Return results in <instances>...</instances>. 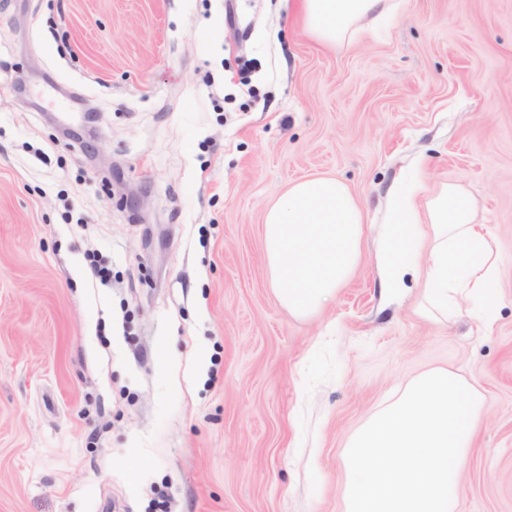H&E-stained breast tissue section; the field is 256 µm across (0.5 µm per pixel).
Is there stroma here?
<instances>
[{
    "instance_id": "35a3bbf8",
    "label": "stroma",
    "mask_w": 512,
    "mask_h": 512,
    "mask_svg": "<svg viewBox=\"0 0 512 512\" xmlns=\"http://www.w3.org/2000/svg\"><path fill=\"white\" fill-rule=\"evenodd\" d=\"M419 160L498 240L491 335L381 289ZM322 173L367 257L299 320L264 215ZM434 367L486 397L459 512H512V0H403L335 47L294 0H0V512H343L348 436Z\"/></svg>"
}]
</instances>
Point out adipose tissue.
Returning a JSON list of instances; mask_svg holds the SVG:
<instances>
[{
    "label": "adipose tissue",
    "instance_id": "1",
    "mask_svg": "<svg viewBox=\"0 0 512 512\" xmlns=\"http://www.w3.org/2000/svg\"><path fill=\"white\" fill-rule=\"evenodd\" d=\"M307 30L327 44L343 42L367 17L384 20L395 0H300ZM389 223L375 261L387 295L406 276L420 291L423 319L450 324L463 303L489 301L500 271L495 235L476 223L475 205L453 182L431 187L423 166L398 177L386 195ZM270 283L295 317L321 312L364 260L363 211L334 176L293 183L266 212L263 224Z\"/></svg>",
    "mask_w": 512,
    "mask_h": 512
}]
</instances>
